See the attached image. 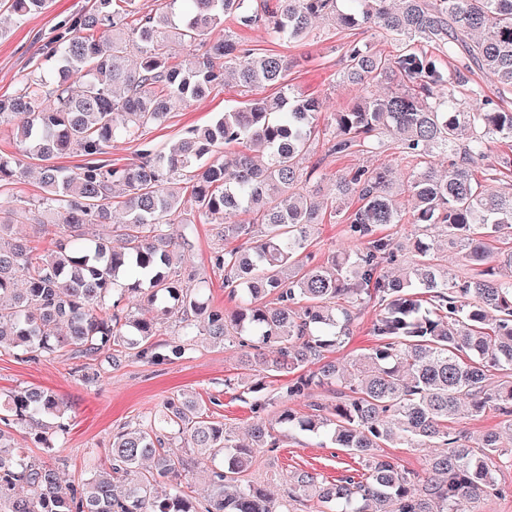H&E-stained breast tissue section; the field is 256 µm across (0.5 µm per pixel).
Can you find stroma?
<instances>
[{"mask_svg": "<svg viewBox=\"0 0 512 512\" xmlns=\"http://www.w3.org/2000/svg\"><path fill=\"white\" fill-rule=\"evenodd\" d=\"M91 4L92 0H55L44 13L19 20L0 13V97L13 94L58 27ZM224 28L255 53L284 56L289 64L288 83L322 101L319 124L323 127L329 126L334 113L343 110L360 93L359 87L341 80L344 45L356 39L386 55L396 54L400 49L399 43L377 28L364 33L339 30L320 22L314 26L309 40L291 43L274 38L260 26L242 27L230 17L225 19ZM251 97V92L238 83L216 85L203 100L173 103L165 121L146 127L143 136L160 148H169L188 129L206 125L220 112L243 105ZM426 163V158L407 157L393 148L373 155L334 154L323 140H314L304 166L311 173L307 186L318 192L324 208L306 249L312 263L326 262L333 254L355 245L346 232L345 213L336 211L333 203L338 174L361 165L392 170L394 190L402 203V220L382 227L381 232L398 244L420 233L404 185L409 174ZM169 231L174 238L188 239L190 261L183 271L204 279V297L209 306L233 310L237 302L224 288L223 272L213 268L210 259L221 248L235 247V240L223 239L217 225L201 222L174 224ZM377 314L376 302L355 306L350 337L332 351V358L345 365L374 347L372 329ZM178 333L173 322L159 320L154 338L156 356L152 359L128 349L114 358L101 354L88 359L62 347L51 356L29 361L17 349L0 347L1 397L28 386H41L53 390L67 405L69 429L55 438L53 453H44L35 443V429L29 424L13 427L15 447L25 456L45 460L55 467L64 482L77 483L106 463L113 431L136 426L145 417L159 413L170 397L179 394L201 403L210 420L223 422L235 438H244L253 422V413L249 403L241 399L236 383L240 373L238 345L215 344L197 336L184 355L175 357L171 348ZM361 467L358 457L335 448L325 439L294 432L281 438L276 452L259 453L254 476L262 486L279 495L287 477L295 471H311L333 482Z\"/></svg>", "mask_w": 512, "mask_h": 512, "instance_id": "obj_1", "label": "stroma"}]
</instances>
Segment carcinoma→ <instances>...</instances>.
I'll return each mask as SVG.
<instances>
[{
	"label": "carcinoma",
	"instance_id": "carcinoma-1",
	"mask_svg": "<svg viewBox=\"0 0 512 512\" xmlns=\"http://www.w3.org/2000/svg\"><path fill=\"white\" fill-rule=\"evenodd\" d=\"M246 2L168 0L127 28L137 0H93L60 27L45 62L0 99V126L13 125L24 145L21 159L0 156V183L23 169V159L40 162L38 208L76 241H60L58 251L41 256L4 240L22 211L0 199V344L31 359L62 346L83 356L117 347L146 356L156 323L129 306L159 301L181 335L237 339L253 350L240 379L247 392L264 389L258 366L294 375L285 401L305 399L308 412L285 406L272 422L256 400L250 441L241 443L224 423L206 419L196 401L173 397L161 414L114 433L108 464L77 485L26 459L0 428V512H304L313 498L323 512H478L479 503L499 494L489 462L503 452L500 433L471 443L448 430V421L492 409L512 433V188L489 191L473 174L490 144H512V111L477 93L465 109L450 106V98L473 63L492 75L500 94H512V0H352L350 9L342 8L345 0H263L259 12ZM51 4L8 0V9L23 17ZM230 16L290 42L308 39L313 20L327 18L340 29L376 27L398 42L440 51L384 56L357 40L347 43L343 78H383L394 88L383 96L367 91L334 113L329 142L336 154L378 153L393 135L404 154L453 155L444 170L415 171L407 190L414 223L427 237L448 238L469 267L465 276L449 275L433 244L420 238L402 277L383 273L395 252L378 230L399 223L400 213L389 193L391 172L382 167L336 176L339 199L357 198L347 224L360 247L324 265L303 262L319 204L302 164L322 104L288 86L284 56H255L227 34ZM172 38L203 40L207 49L173 64ZM457 55L451 71L447 58ZM228 73L253 91H281L224 111L167 151L142 141L123 167L99 159L113 139H139L142 129L164 121L172 100L202 98ZM221 146L234 152L208 161ZM70 153L83 157L77 170L52 163ZM116 198L125 213L119 250L100 237ZM194 213L224 225L226 239L251 241L212 259L229 296L239 300L230 313L208 307L201 289L178 271L185 244H176L167 227L192 223ZM240 214L250 219L236 220ZM118 285L127 292L124 307L112 301ZM269 294L276 305L266 301ZM364 295L380 306L378 344L351 361L347 376L325 353L350 334L352 311L339 301ZM321 390L335 398H320ZM64 417L62 400L49 389L23 388L0 401V422L40 428L37 442L47 452L54 449L48 432L68 430ZM277 426L325 436L362 459L365 473L327 483L296 472L286 494L273 499L244 475L259 452L279 448ZM394 442L433 449L429 476L413 479L379 454ZM177 445L205 468L208 499L181 490L162 500L154 495L159 480L174 482L189 465L171 452Z\"/></svg>",
	"mask_w": 512,
	"mask_h": 512
}]
</instances>
